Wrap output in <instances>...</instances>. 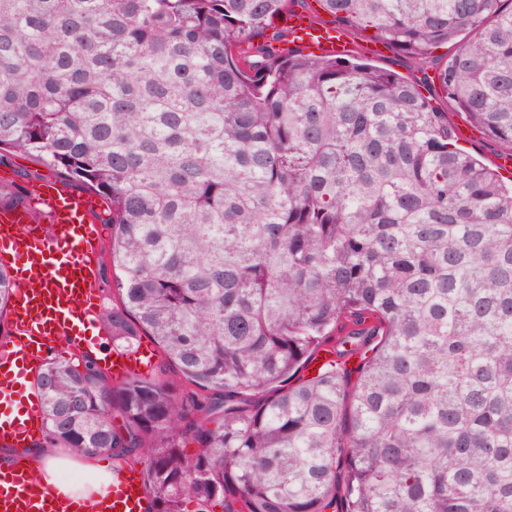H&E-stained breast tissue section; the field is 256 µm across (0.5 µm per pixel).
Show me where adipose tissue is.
I'll return each instance as SVG.
<instances>
[{
  "mask_svg": "<svg viewBox=\"0 0 512 512\" xmlns=\"http://www.w3.org/2000/svg\"><path fill=\"white\" fill-rule=\"evenodd\" d=\"M26 462L33 475L42 484L56 487L59 491L71 494L76 498L107 494L117 477L115 471L100 468L94 458L77 455L64 457L61 456L58 449L47 445L29 449ZM71 466L79 467L82 471L93 474L94 482L88 485L60 482L61 470Z\"/></svg>",
  "mask_w": 512,
  "mask_h": 512,
  "instance_id": "ef3b65f1",
  "label": "adipose tissue"
}]
</instances>
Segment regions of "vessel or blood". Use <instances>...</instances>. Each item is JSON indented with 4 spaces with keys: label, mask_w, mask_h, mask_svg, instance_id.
Masks as SVG:
<instances>
[{
    "label": "vessel or blood",
    "mask_w": 512,
    "mask_h": 512,
    "mask_svg": "<svg viewBox=\"0 0 512 512\" xmlns=\"http://www.w3.org/2000/svg\"><path fill=\"white\" fill-rule=\"evenodd\" d=\"M295 44L308 53L345 56L351 43L345 31L317 25L306 11L282 13ZM24 204L0 208V257L15 268L12 333L0 338V446L19 447L36 439L44 424L29 390L46 347L86 345L84 328L98 306L96 286L102 250V204L90 191L65 177L28 188ZM153 353L144 345L132 353L104 356L113 379L147 373ZM0 512H151L139 471L117 477L111 498L75 500L35 478L23 458L0 466Z\"/></svg>",
    "instance_id": "obj_1"
}]
</instances>
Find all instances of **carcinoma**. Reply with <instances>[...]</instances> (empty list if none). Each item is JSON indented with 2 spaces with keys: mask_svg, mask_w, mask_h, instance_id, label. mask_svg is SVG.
Wrapping results in <instances>:
<instances>
[{
  "mask_svg": "<svg viewBox=\"0 0 512 512\" xmlns=\"http://www.w3.org/2000/svg\"><path fill=\"white\" fill-rule=\"evenodd\" d=\"M306 2L0 0V152L110 200L101 319L161 353L43 362L35 443L140 467L155 512H512V183L448 119L512 152V0H314L415 61L454 45L444 109L288 46ZM90 334H92L90 339L95 340L97 337H99L101 347L107 351H112V338H110V335L106 332V330L105 334L97 336V330L91 328L88 330V336H90ZM141 343L146 344L139 347V349L135 352L125 353L113 350L102 358L104 367L107 368V372L113 379L122 380L131 373L145 374L151 370V366L153 364V348L147 344H153L146 337H142Z\"/></svg>",
  "mask_w": 512,
  "mask_h": 512,
  "instance_id": "obj_1",
  "label": "carcinoma"
}]
</instances>
